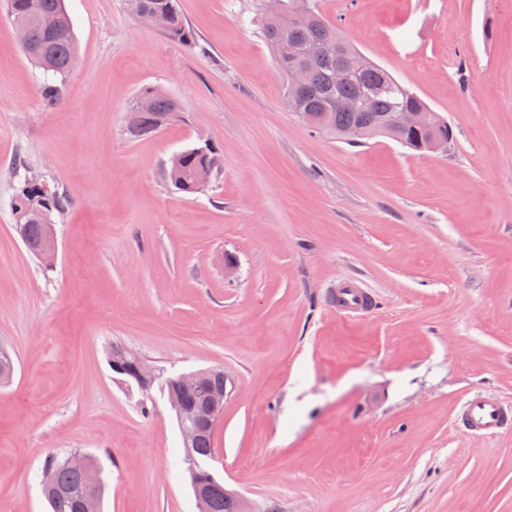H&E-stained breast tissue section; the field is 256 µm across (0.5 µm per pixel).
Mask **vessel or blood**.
I'll return each mask as SVG.
<instances>
[{
    "mask_svg": "<svg viewBox=\"0 0 512 512\" xmlns=\"http://www.w3.org/2000/svg\"><path fill=\"white\" fill-rule=\"evenodd\" d=\"M373 304L371 295L354 282L336 288L337 309L358 313ZM456 430L467 437H497L512 430V399L494 392L475 390L458 406L454 415Z\"/></svg>",
    "mask_w": 512,
    "mask_h": 512,
    "instance_id": "1",
    "label": "vessel or blood"
}]
</instances>
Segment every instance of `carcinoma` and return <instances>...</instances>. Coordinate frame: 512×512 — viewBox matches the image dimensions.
<instances>
[{"label":"carcinoma","instance_id":"1","mask_svg":"<svg viewBox=\"0 0 512 512\" xmlns=\"http://www.w3.org/2000/svg\"><path fill=\"white\" fill-rule=\"evenodd\" d=\"M149 10L168 15L165 35L187 48L198 47V40L180 8V0H142ZM12 20L28 24V43L23 47L27 58L44 74L39 85L42 105L51 111L62 96L63 79L72 69L77 47L71 20L63 0H8ZM263 36L271 46L276 65L284 76V98L293 112H333L336 130L333 135L348 143L360 144L374 136H384L417 152L425 151L427 136L416 131L390 132L370 126L373 118L394 109L430 111L413 91L403 86L379 65L367 60L349 41L342 38L317 8L316 0H283L280 16H266ZM321 42L341 40L340 56L319 53L308 59L304 54L312 39ZM309 66L310 85L300 102L292 100L291 75L298 65ZM137 114L131 136L142 137L159 131L183 110L181 101L166 90L148 86L141 90L133 105ZM220 154L207 144L204 151L184 150L170 160L165 176L183 193L204 189L202 178L218 172ZM13 204L26 214L20 238L31 255H36L46 240L45 223L40 211L48 207L50 217L61 216L71 206L68 194L58 188L50 196L40 197L36 186L24 182ZM224 392V370L211 369L195 386L185 387L176 395L179 404L193 405L212 393ZM213 432L199 435L185 456L209 461L214 457ZM107 485L90 494L85 488L84 472L68 463V457L50 454L42 473V493L50 512H102ZM200 512H231L224 498V486L214 481L207 503Z\"/></svg>","mask_w":512,"mask_h":512}]
</instances>
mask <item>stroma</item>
Wrapping results in <instances>:
<instances>
[{"instance_id": "35a3bbf8", "label": "stroma", "mask_w": 512, "mask_h": 512, "mask_svg": "<svg viewBox=\"0 0 512 512\" xmlns=\"http://www.w3.org/2000/svg\"><path fill=\"white\" fill-rule=\"evenodd\" d=\"M319 6L448 122L447 151L307 128L263 0H181L194 50L129 0H65L79 59L49 112L0 4V512H48L44 459L75 451L104 512H198L167 396L114 380L115 345L224 371L208 467L256 512H512V432L452 424L470 391L512 398V0ZM147 86L184 110L134 138ZM206 143L218 175L178 192L170 159ZM19 158L72 200L51 269L15 230ZM346 277L373 311L332 308Z\"/></svg>"}]
</instances>
